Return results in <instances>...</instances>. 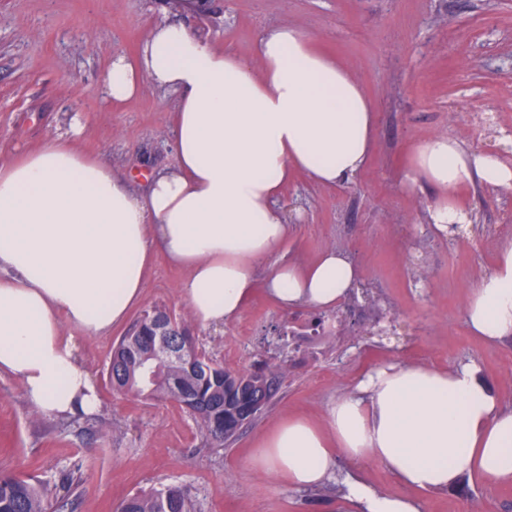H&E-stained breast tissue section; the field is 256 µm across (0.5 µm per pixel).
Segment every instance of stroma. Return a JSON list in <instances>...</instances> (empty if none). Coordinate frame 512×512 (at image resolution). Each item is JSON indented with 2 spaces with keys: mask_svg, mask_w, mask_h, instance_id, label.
<instances>
[{
  "mask_svg": "<svg viewBox=\"0 0 512 512\" xmlns=\"http://www.w3.org/2000/svg\"><path fill=\"white\" fill-rule=\"evenodd\" d=\"M164 18L247 58L262 31L292 25L363 83L377 117L366 166L336 187L296 174L279 201L292 225L279 259L305 263L336 248L358 268L357 287L323 314L309 305L286 310L267 293L262 265L236 320L218 330L191 325L197 346L225 366L288 361L273 403L221 447L207 443L174 401L112 389L107 368L126 325L105 336L65 327L99 411L67 419L35 413L20 381L0 376V471L53 484L79 477L66 512H115L134 492L169 484L185 490L196 512H344L352 475L400 492L388 471L343 457L315 489L258 473L249 457L257 437L282 418L324 419L337 398L390 362L473 363L512 406V339L485 343L464 314L469 289L491 271L499 243L512 239V192L462 186L457 196L472 224L446 236L428 220L433 193L402 184L411 146L437 135L512 161L505 137L512 130V0H198L190 13L175 0H0V162L58 139L110 164L137 193L148 176L175 170L176 94L146 77L122 103L103 91L113 58L136 57L149 27ZM186 276L155 253L132 317L160 306L189 318L179 293ZM319 315L332 333L307 362L289 361V326H311ZM423 501L426 512H512V487L466 480Z\"/></svg>",
  "mask_w": 512,
  "mask_h": 512,
  "instance_id": "obj_1",
  "label": "stroma"
}]
</instances>
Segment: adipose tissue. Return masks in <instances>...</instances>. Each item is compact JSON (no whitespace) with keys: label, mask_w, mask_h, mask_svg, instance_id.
Listing matches in <instances>:
<instances>
[{"label":"adipose tissue","mask_w":512,"mask_h":512,"mask_svg":"<svg viewBox=\"0 0 512 512\" xmlns=\"http://www.w3.org/2000/svg\"><path fill=\"white\" fill-rule=\"evenodd\" d=\"M178 94L174 172L132 193L105 162L58 140L0 162V374L19 378L28 402L54 415L96 411L69 324L101 336L141 301L155 251L188 276L180 286L194 321L235 320L254 272L290 226L278 202L294 172L323 185L359 173L375 148V107L363 84L311 36L292 26L264 31L249 59L164 20L136 60L116 57L110 99L138 91L139 74ZM512 191V165L436 136L413 147L404 187L436 194L437 230L469 223L454 191L466 184ZM358 280L347 256L326 249L309 264L270 266L269 293L284 308L331 309ZM467 323L485 341L512 338V241L471 287ZM374 463L418 491L464 478L512 486V409L501 407L475 365L446 370L389 363L338 398L324 422L291 415L257 440L250 463L291 487L313 488L337 457ZM359 512H423L412 497L348 481Z\"/></svg>","instance_id":"obj_1"}]
</instances>
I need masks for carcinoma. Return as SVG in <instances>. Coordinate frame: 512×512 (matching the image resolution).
Masks as SVG:
<instances>
[{
    "label": "carcinoma",
    "mask_w": 512,
    "mask_h": 512,
    "mask_svg": "<svg viewBox=\"0 0 512 512\" xmlns=\"http://www.w3.org/2000/svg\"><path fill=\"white\" fill-rule=\"evenodd\" d=\"M162 325L171 326L174 346L188 350L183 362L158 360L155 336ZM108 378L113 388L143 399L175 401L194 415L206 440L219 447L273 402L285 371L282 364L266 360L253 370L227 368L198 349L185 322L154 307L144 311L113 348ZM72 485L70 476L52 485L1 472L0 512H59L67 505ZM118 512H195V507L180 487L170 485L131 495Z\"/></svg>",
    "instance_id": "obj_1"
}]
</instances>
